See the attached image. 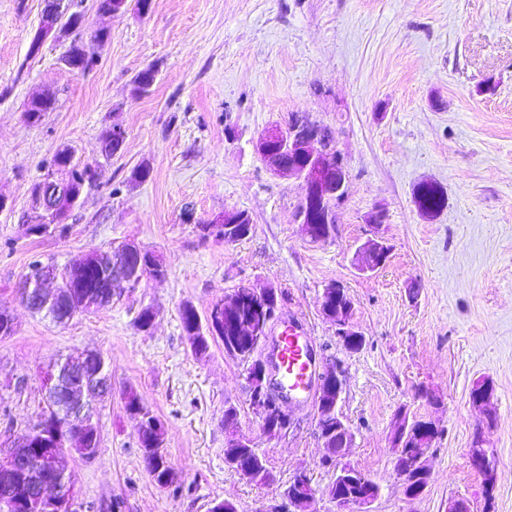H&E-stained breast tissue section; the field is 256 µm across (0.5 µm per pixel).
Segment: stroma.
Masks as SVG:
<instances>
[{
  "label": "stroma",
  "mask_w": 512,
  "mask_h": 512,
  "mask_svg": "<svg viewBox=\"0 0 512 512\" xmlns=\"http://www.w3.org/2000/svg\"><path fill=\"white\" fill-rule=\"evenodd\" d=\"M63 5L82 14L81 28L32 57L44 0H0V310L15 322L0 338V434L22 442L43 411L48 365L95 349L112 366V394L88 399L96 460H67L79 500L116 502L120 512H208L228 500L259 512L304 470L316 512H337L312 404L285 403L289 428L266 441L243 363L218 343L195 356L182 331L183 303L205 316L240 289L272 287L285 296L284 313L308 324L320 364L343 368L339 409L355 434L346 461L378 484L373 512H448L457 498L483 512V478L468 457L478 433L497 453L493 512H512V0H153L145 16L104 15L96 0ZM75 43L97 58L93 70L62 64ZM149 65L157 79L142 94L134 78ZM45 93L53 109L27 123L26 103ZM295 113L332 128L348 169L327 242H311L295 220L298 183L273 176L254 151L265 127ZM115 124L125 138L109 157L103 135ZM63 149L99 178L64 233L28 234L31 187ZM143 164L151 172L139 182L133 172ZM425 180L448 196L431 219L413 202ZM379 208L375 230L369 217ZM227 209L249 212L251 234L229 245L202 238L200 225ZM376 231L389 258L363 275L356 255ZM127 241L160 253L165 279L117 289L110 307L64 324L18 299L32 261L62 272ZM332 281L354 303L360 351L346 350L322 313ZM145 308L156 316L147 332L135 323ZM480 379L492 386L485 415L470 404ZM128 389L163 422L177 486L159 487L147 472L139 422L122 400ZM229 404L273 486L225 464ZM402 406L444 430L415 500L401 491L391 445Z\"/></svg>",
  "instance_id": "1"
}]
</instances>
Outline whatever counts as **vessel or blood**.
Wrapping results in <instances>:
<instances>
[{
    "instance_id": "b4317fda",
    "label": "vessel or blood",
    "mask_w": 512,
    "mask_h": 512,
    "mask_svg": "<svg viewBox=\"0 0 512 512\" xmlns=\"http://www.w3.org/2000/svg\"><path fill=\"white\" fill-rule=\"evenodd\" d=\"M271 354L280 390L294 403L307 402L318 373V359L305 324L293 317L285 320L272 338Z\"/></svg>"
}]
</instances>
